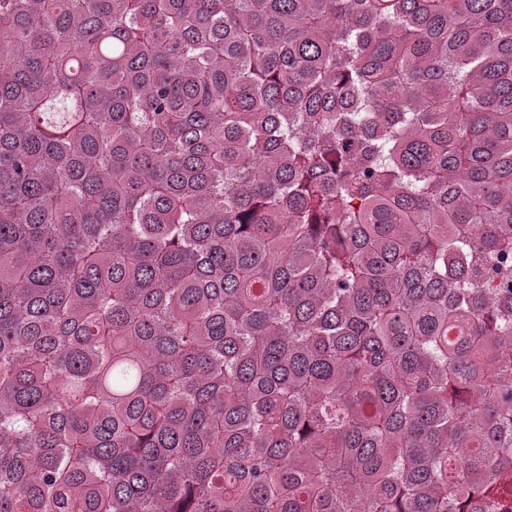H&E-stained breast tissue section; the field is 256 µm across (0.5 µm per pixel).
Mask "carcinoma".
Here are the masks:
<instances>
[{"instance_id": "obj_1", "label": "carcinoma", "mask_w": 512, "mask_h": 512, "mask_svg": "<svg viewBox=\"0 0 512 512\" xmlns=\"http://www.w3.org/2000/svg\"><path fill=\"white\" fill-rule=\"evenodd\" d=\"M0 512H512V0H0Z\"/></svg>"}]
</instances>
